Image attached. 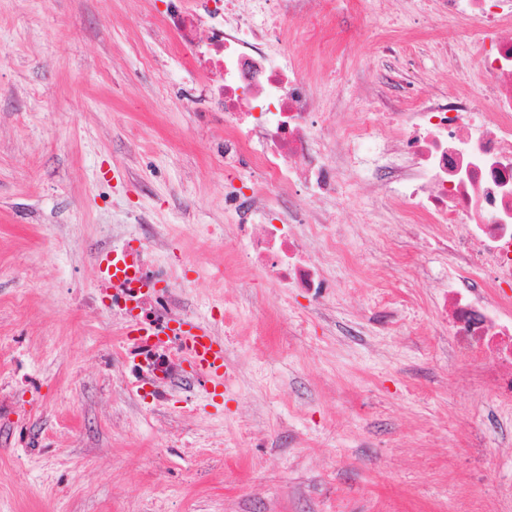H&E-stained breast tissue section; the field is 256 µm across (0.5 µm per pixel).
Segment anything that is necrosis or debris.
<instances>
[{
  "mask_svg": "<svg viewBox=\"0 0 512 512\" xmlns=\"http://www.w3.org/2000/svg\"><path fill=\"white\" fill-rule=\"evenodd\" d=\"M169 0L164 21L189 46L186 68L224 110V156L253 155L260 179L229 203L248 237L251 265L282 288H302L317 300L333 286L307 250L316 238L340 261L344 241L332 232L336 214L325 211L297 233L282 208L300 185L307 203L354 195L339 160L354 145L376 158L375 179L406 224H429L448 251L460 287L442 292L441 313L464 360H486L481 383L501 409H512V0H431L432 9L463 22L462 40L445 43L457 87L445 96L405 84L396 99L333 129L320 109L297 51L268 53L285 39L286 22L314 12L321 0ZM174 251L173 240L151 233L130 239L137 258L127 282L112 287V316L145 319L157 334L134 338L141 387L162 402L181 375L183 343L170 334L189 310L168 300L184 287L173 264L152 258L154 243ZM501 294L486 297L485 289Z\"/></svg>",
  "mask_w": 512,
  "mask_h": 512,
  "instance_id": "obj_1",
  "label": "necrosis or debris"
}]
</instances>
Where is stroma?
Wrapping results in <instances>:
<instances>
[{
    "label": "stroma",
    "instance_id": "1",
    "mask_svg": "<svg viewBox=\"0 0 512 512\" xmlns=\"http://www.w3.org/2000/svg\"><path fill=\"white\" fill-rule=\"evenodd\" d=\"M164 0H0V512H512V413L468 385L441 318L449 256L376 196L337 214L350 263L325 303L245 258L224 113L176 49ZM377 26L409 78L451 90L454 39L420 0H324L298 22L334 122L390 95ZM354 208V209H355ZM166 229L194 287L176 306L224 344L223 395L193 374L132 392L123 332L86 297L97 256ZM355 276L352 290L342 289ZM393 282L382 309L378 284Z\"/></svg>",
    "mask_w": 512,
    "mask_h": 512
}]
</instances>
